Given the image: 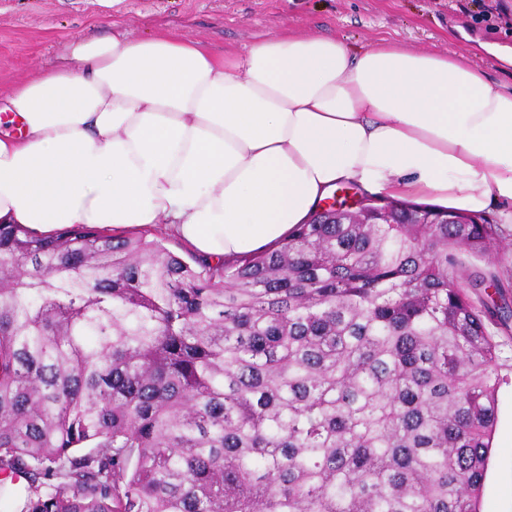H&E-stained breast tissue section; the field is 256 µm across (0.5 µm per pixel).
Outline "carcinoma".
I'll return each instance as SVG.
<instances>
[{
  "instance_id": "1",
  "label": "carcinoma",
  "mask_w": 512,
  "mask_h": 512,
  "mask_svg": "<svg viewBox=\"0 0 512 512\" xmlns=\"http://www.w3.org/2000/svg\"><path fill=\"white\" fill-rule=\"evenodd\" d=\"M368 194L211 264L0 224V491L17 512H480L507 311L479 213Z\"/></svg>"
}]
</instances>
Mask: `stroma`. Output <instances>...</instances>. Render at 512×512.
<instances>
[{"instance_id":"1","label":"stroma","mask_w":512,"mask_h":512,"mask_svg":"<svg viewBox=\"0 0 512 512\" xmlns=\"http://www.w3.org/2000/svg\"><path fill=\"white\" fill-rule=\"evenodd\" d=\"M120 30L175 32L218 53L245 54L285 30L331 33L352 51L380 41L412 53L465 54L512 87V0H0V101L60 63L73 40ZM499 349L497 422L481 512H512V330L491 326Z\"/></svg>"}]
</instances>
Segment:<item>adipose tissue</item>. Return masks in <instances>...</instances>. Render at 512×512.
I'll use <instances>...</instances> for the list:
<instances>
[{
	"mask_svg": "<svg viewBox=\"0 0 512 512\" xmlns=\"http://www.w3.org/2000/svg\"><path fill=\"white\" fill-rule=\"evenodd\" d=\"M0 223L163 228L213 262L274 248L339 183L497 206L512 224V91L465 55L280 32L242 56L177 34L78 39L17 85Z\"/></svg>",
	"mask_w": 512,
	"mask_h": 512,
	"instance_id": "adipose-tissue-1",
	"label": "adipose tissue"
}]
</instances>
